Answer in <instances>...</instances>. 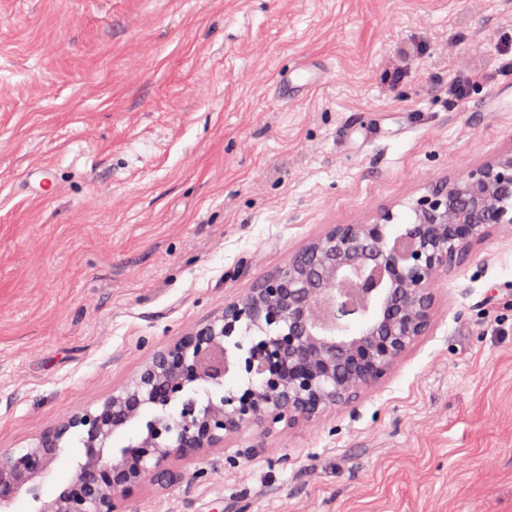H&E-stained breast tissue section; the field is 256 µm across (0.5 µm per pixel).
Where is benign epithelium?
<instances>
[{
	"instance_id": "benign-epithelium-1",
	"label": "benign epithelium",
	"mask_w": 512,
	"mask_h": 512,
	"mask_svg": "<svg viewBox=\"0 0 512 512\" xmlns=\"http://www.w3.org/2000/svg\"><path fill=\"white\" fill-rule=\"evenodd\" d=\"M413 212L414 222L394 236L389 209L372 223L331 226L245 296L224 301L220 316L157 352L133 387L94 411L63 417L31 448L1 450L0 509L21 490L37 489L71 433L81 435L85 461L37 512H125L124 502L146 483L182 478L174 460L222 448L247 427L313 422L349 403L429 329L437 278L471 262L489 229L512 226V148L435 185ZM244 321L275 332L232 357L224 339ZM238 371L258 385L198 408L193 386L219 387ZM148 404L174 405L177 413L148 420L141 438L105 454L112 432Z\"/></svg>"
}]
</instances>
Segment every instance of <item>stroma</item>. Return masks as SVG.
I'll use <instances>...</instances> for the list:
<instances>
[{
    "label": "stroma",
    "mask_w": 512,
    "mask_h": 512,
    "mask_svg": "<svg viewBox=\"0 0 512 512\" xmlns=\"http://www.w3.org/2000/svg\"><path fill=\"white\" fill-rule=\"evenodd\" d=\"M510 41L512 0H0V449L131 387L330 225L389 208L400 231L511 147ZM302 63L324 77L282 100ZM475 252L383 380L178 462L128 512H512V229ZM85 457L66 436L7 512Z\"/></svg>",
    "instance_id": "1"
}]
</instances>
